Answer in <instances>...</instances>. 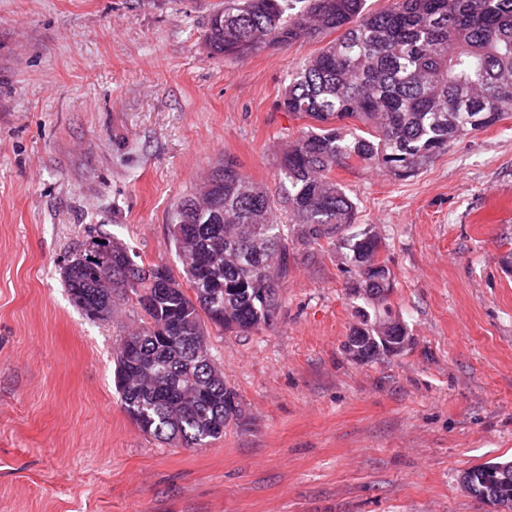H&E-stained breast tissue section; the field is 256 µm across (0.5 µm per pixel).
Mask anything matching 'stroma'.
I'll list each match as a JSON object with an SVG mask.
<instances>
[{"label":"stroma","mask_w":512,"mask_h":512,"mask_svg":"<svg viewBox=\"0 0 512 512\" xmlns=\"http://www.w3.org/2000/svg\"><path fill=\"white\" fill-rule=\"evenodd\" d=\"M224 0H0V512H494L462 486L512 458V115L417 176L333 177L374 227L412 338L358 362L340 251L298 250L273 318L208 341L239 414L202 448L140 431L115 382L134 302L109 320L63 267L93 236L181 265L171 209L230 158L279 191L309 125L280 98L330 35L208 56Z\"/></svg>","instance_id":"stroma-1"}]
</instances>
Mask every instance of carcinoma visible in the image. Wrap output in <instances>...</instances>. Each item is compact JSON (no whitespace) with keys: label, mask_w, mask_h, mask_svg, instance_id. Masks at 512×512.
Segmentation results:
<instances>
[{"label":"carcinoma","mask_w":512,"mask_h":512,"mask_svg":"<svg viewBox=\"0 0 512 512\" xmlns=\"http://www.w3.org/2000/svg\"><path fill=\"white\" fill-rule=\"evenodd\" d=\"M365 0H224L210 16L204 44L212 57L245 58L318 34L338 37L288 76L281 106L317 122L279 164L281 200L290 225L278 222V199L224 160V179L205 184L172 209V241L192 294L160 265L167 286H134L123 269L129 247L107 237L110 263L76 253L63 281L80 309L95 305L106 320L114 300L135 298L145 318L135 352L117 355L121 402L139 428L159 439L202 447L224 435L237 415L206 341L207 325L248 334L267 323L288 278L290 251L321 240L346 249L351 288L372 308L343 345L370 361L391 350L375 324L387 306L393 273L370 227L349 239L356 204L332 177L350 160L395 179L414 176L458 138L512 113V0H391L367 12ZM353 124H347V121ZM475 495L493 476L508 479L512 461L468 470Z\"/></svg>","instance_id":"carcinoma-1"}]
</instances>
